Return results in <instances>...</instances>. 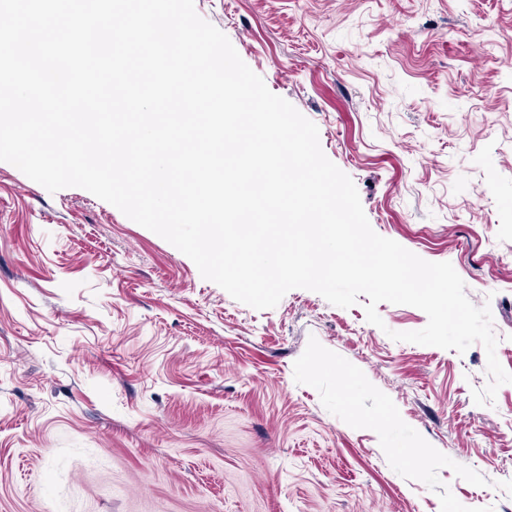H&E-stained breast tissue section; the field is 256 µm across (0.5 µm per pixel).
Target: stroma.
Wrapping results in <instances>:
<instances>
[{
  "label": "stroma",
  "mask_w": 512,
  "mask_h": 512,
  "mask_svg": "<svg viewBox=\"0 0 512 512\" xmlns=\"http://www.w3.org/2000/svg\"><path fill=\"white\" fill-rule=\"evenodd\" d=\"M372 229L451 263L512 371V0H195ZM256 310L0 161V512H512V383L413 306Z\"/></svg>",
  "instance_id": "1"
}]
</instances>
